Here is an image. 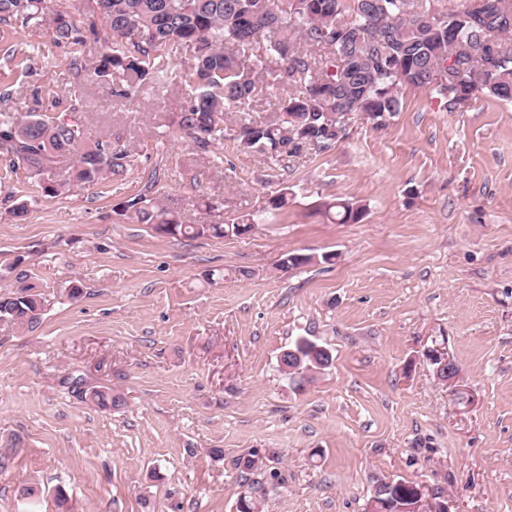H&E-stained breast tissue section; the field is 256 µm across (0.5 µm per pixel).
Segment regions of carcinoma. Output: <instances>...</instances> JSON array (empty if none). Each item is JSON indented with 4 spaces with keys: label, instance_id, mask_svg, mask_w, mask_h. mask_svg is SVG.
<instances>
[{
    "label": "carcinoma",
    "instance_id": "obj_1",
    "mask_svg": "<svg viewBox=\"0 0 512 512\" xmlns=\"http://www.w3.org/2000/svg\"><path fill=\"white\" fill-rule=\"evenodd\" d=\"M85 0L87 20L60 12L53 19L54 42L79 51L88 39L101 43L97 74L123 78L117 95L130 98L148 80L167 76L182 49L194 52L183 71L191 91L177 133L207 153L224 138V112L252 108L267 91L279 98L271 119L246 118L233 139L245 152L288 164L311 152L323 153L347 138L350 123L364 118L384 127L400 111L399 87L429 91L444 109L465 108L480 93L512 102V0ZM27 27L43 22L41 0H0V24ZM435 67L453 72L433 85ZM0 152L13 168L23 167L46 196L62 186L53 172L56 158L75 162L68 179L95 185L121 177L130 165L125 149L108 141L84 145L83 127L62 113L51 119L33 112L26 119L0 112ZM139 224L162 235L196 238L239 236L252 214L232 224H182L140 194L120 203ZM44 300L32 288L0 295V321L36 329ZM332 361L327 349L301 337L280 357L282 372L298 386ZM80 398L103 408L123 397L108 387L70 378ZM379 483L371 500L381 508L402 501Z\"/></svg>",
    "mask_w": 512,
    "mask_h": 512
}]
</instances>
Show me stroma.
I'll return each mask as SVG.
<instances>
[{
  "label": "stroma",
  "instance_id": "obj_1",
  "mask_svg": "<svg viewBox=\"0 0 512 512\" xmlns=\"http://www.w3.org/2000/svg\"><path fill=\"white\" fill-rule=\"evenodd\" d=\"M80 7L44 0L41 26L0 25V111L74 112L87 144L132 155L121 182L54 196L0 155V294L23 282L45 301L35 330L0 321V512H58L60 490L70 512H237L251 486L261 512H368L388 479L457 512H512V103L448 112L404 86L387 127L356 121L289 169L229 138L203 153L175 132L192 50L119 98V76L94 73L98 44L78 73L53 41L55 12ZM285 186L287 207L261 217ZM145 192L184 224L260 220L162 236L119 208ZM339 201L358 222L336 223ZM288 254L310 261L285 272ZM302 336L332 362L299 388L279 357ZM76 376L124 404L81 399ZM253 450L267 471L240 466Z\"/></svg>",
  "mask_w": 512,
  "mask_h": 512
}]
</instances>
